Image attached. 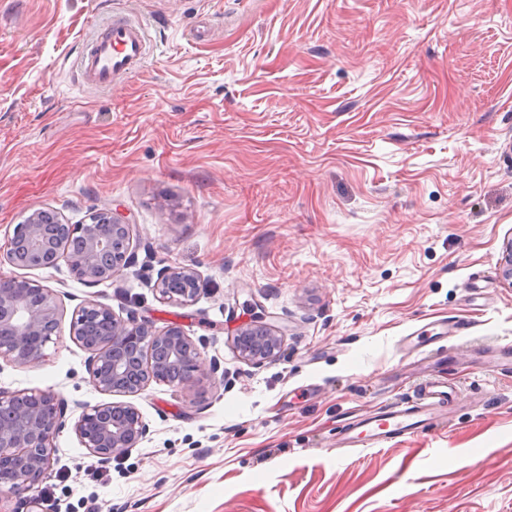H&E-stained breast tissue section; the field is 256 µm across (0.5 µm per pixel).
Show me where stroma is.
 <instances>
[{"label": "stroma", "mask_w": 512, "mask_h": 512, "mask_svg": "<svg viewBox=\"0 0 512 512\" xmlns=\"http://www.w3.org/2000/svg\"><path fill=\"white\" fill-rule=\"evenodd\" d=\"M152 50L82 89L79 48L113 14ZM116 209L135 263L88 285L27 271L59 328L43 361H0V390H53L75 420L106 402L70 337L88 301L201 345L192 387L133 396L147 436L102 463L54 439L36 512H512V0H0V246L39 209ZM195 269L187 306L153 288ZM280 358L243 360L255 317ZM448 318L446 429L340 448L344 412L411 395L401 336ZM219 363L211 372V363Z\"/></svg>", "instance_id": "obj_1"}]
</instances>
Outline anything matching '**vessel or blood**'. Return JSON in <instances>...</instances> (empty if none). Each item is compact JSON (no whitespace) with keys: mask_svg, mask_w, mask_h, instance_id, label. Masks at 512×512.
I'll list each match as a JSON object with an SVG mask.
<instances>
[{"mask_svg":"<svg viewBox=\"0 0 512 512\" xmlns=\"http://www.w3.org/2000/svg\"><path fill=\"white\" fill-rule=\"evenodd\" d=\"M148 55L143 27L126 16H117L109 28L84 46L78 56L80 84L104 88L142 68ZM437 336L420 328L401 342L432 365L444 358ZM462 395L458 383L432 372L416 386V393L380 404L371 413L357 415L339 424L336 442L346 448L383 447L395 439L447 428L449 412Z\"/></svg>","mask_w":512,"mask_h":512,"instance_id":"b4317fda","label":"vessel or blood"}]
</instances>
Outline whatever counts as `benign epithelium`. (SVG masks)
<instances>
[{"label": "benign epithelium", "mask_w": 512, "mask_h": 512, "mask_svg": "<svg viewBox=\"0 0 512 512\" xmlns=\"http://www.w3.org/2000/svg\"><path fill=\"white\" fill-rule=\"evenodd\" d=\"M51 224L80 236V252L71 255L54 245ZM132 241L131 224L109 208L91 211L82 224H63L57 215L38 210L14 226L6 258L22 270L51 268L63 259L77 279L98 284L133 265ZM199 283L196 270L172 264L157 273L154 287L163 302L185 305L197 296ZM58 322L53 292L25 276H0V360L17 366L42 360ZM70 335L88 353L89 382L103 394L135 396L153 381L189 387L200 371L201 351L180 326L156 330L145 321L121 319L98 302L77 309ZM234 346L241 358L258 365L280 355L282 335L253 320L237 329ZM65 414L64 400L51 390L0 392V498L43 482ZM72 429L101 461L122 456L148 433L134 404L112 401L83 407Z\"/></svg>", "instance_id": "obj_1"}]
</instances>
